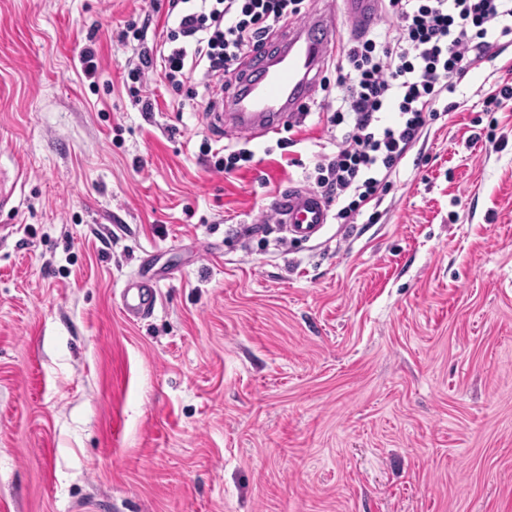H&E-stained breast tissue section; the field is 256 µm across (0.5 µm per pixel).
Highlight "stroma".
Returning a JSON list of instances; mask_svg holds the SVG:
<instances>
[{
  "label": "stroma",
  "instance_id": "obj_1",
  "mask_svg": "<svg viewBox=\"0 0 512 512\" xmlns=\"http://www.w3.org/2000/svg\"><path fill=\"white\" fill-rule=\"evenodd\" d=\"M173 24L167 0H0V512H512V100L484 109L512 45L374 221L295 241L272 205L336 140L323 90L254 139L193 79L150 73L142 111L128 72ZM228 144L254 157L225 174ZM156 282L141 275L129 281L122 291L123 312L129 319H138L154 310L157 293Z\"/></svg>",
  "mask_w": 512,
  "mask_h": 512
}]
</instances>
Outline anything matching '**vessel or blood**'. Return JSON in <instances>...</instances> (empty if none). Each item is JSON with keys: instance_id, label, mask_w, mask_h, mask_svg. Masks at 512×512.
<instances>
[{"instance_id": "b4317fda", "label": "vessel or blood", "mask_w": 512, "mask_h": 512, "mask_svg": "<svg viewBox=\"0 0 512 512\" xmlns=\"http://www.w3.org/2000/svg\"><path fill=\"white\" fill-rule=\"evenodd\" d=\"M343 10L355 24L356 31L368 30L378 19L381 0H341ZM336 41L332 21L314 16L300 25L275 57L250 58L244 64L243 86L235 96L231 115L217 112L216 126L230 124L232 129L253 136L278 131L284 122L301 111L329 58ZM278 223L289 235L311 239L324 229L329 212L315 192L294 187L276 202ZM157 300L153 279L139 277L129 281L122 291L126 317L138 319L153 311Z\"/></svg>"}]
</instances>
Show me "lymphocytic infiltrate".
<instances>
[{"label":"lymphocytic infiltrate","instance_id":"1","mask_svg":"<svg viewBox=\"0 0 512 512\" xmlns=\"http://www.w3.org/2000/svg\"><path fill=\"white\" fill-rule=\"evenodd\" d=\"M176 26L159 47L143 50L129 91L142 99L145 74L161 68L170 84L201 71L207 111L222 104L241 62L264 52L288 20L303 18L307 0H168ZM393 22L380 37L341 40L337 78L326 87L336 109L331 126L345 132L320 157L314 181L336 202L337 219L362 215L421 131L439 114L444 94L499 41L512 42V0H387ZM396 108L386 122L383 113Z\"/></svg>","mask_w":512,"mask_h":512}]
</instances>
